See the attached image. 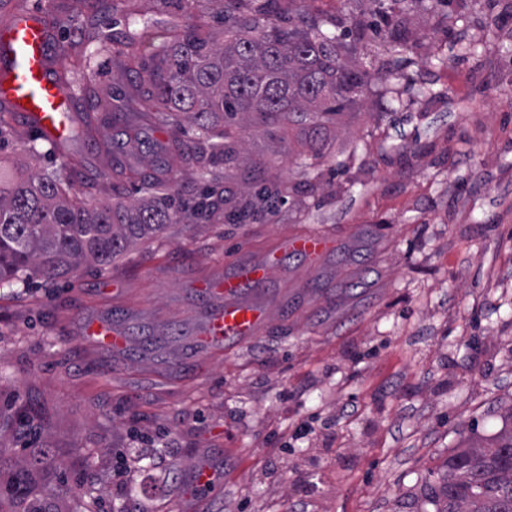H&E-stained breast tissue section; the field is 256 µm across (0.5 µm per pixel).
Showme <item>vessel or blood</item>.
I'll return each instance as SVG.
<instances>
[{"instance_id": "obj_1", "label": "vessel or blood", "mask_w": 512, "mask_h": 512, "mask_svg": "<svg viewBox=\"0 0 512 512\" xmlns=\"http://www.w3.org/2000/svg\"><path fill=\"white\" fill-rule=\"evenodd\" d=\"M0 103L24 120L36 133L63 142L70 134V87L61 78L60 50L53 32L39 13L21 14L0 29ZM331 247L330 238L308 232L291 238L290 252L319 259ZM280 263L277 252L263 259L244 260L223 277L204 282L206 292L224 304L210 316L197 343L207 349L224 341L245 343L261 335L268 322L264 306L240 301L245 285L264 284ZM93 342L115 349L128 343L125 333L95 320L85 328Z\"/></svg>"}]
</instances>
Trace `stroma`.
<instances>
[{"label":"stroma","mask_w":512,"mask_h":512,"mask_svg":"<svg viewBox=\"0 0 512 512\" xmlns=\"http://www.w3.org/2000/svg\"><path fill=\"white\" fill-rule=\"evenodd\" d=\"M60 47H83L74 83L119 85L109 34L140 50L168 40L215 0H112L104 18L65 22L69 0H27ZM381 8L406 40L366 31L352 61L388 70L370 97L326 126L320 159L306 128L241 133L292 192L267 224H172L109 267L0 288V512H189L195 463L216 467L202 512H429L428 486L468 435L512 409V0H306L320 17ZM84 175H118L92 197L140 202L136 144L121 126L74 147ZM306 181L316 194L296 192ZM335 245L310 264L284 254L264 302L267 331L195 348L220 305L202 282L289 238ZM102 316L147 336L113 352L87 343ZM30 414L19 434L14 420ZM310 432L294 438L297 424ZM47 459L14 495L16 469Z\"/></svg>","instance_id":"35a3bbf8"}]
</instances>
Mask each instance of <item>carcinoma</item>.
Segmentation results:
<instances>
[{
  "label": "carcinoma",
  "instance_id": "1",
  "mask_svg": "<svg viewBox=\"0 0 512 512\" xmlns=\"http://www.w3.org/2000/svg\"><path fill=\"white\" fill-rule=\"evenodd\" d=\"M218 0L223 9V39L202 16L188 15L172 40L157 46L151 63L140 60L138 44L128 35L117 43L124 76L132 92L112 97V118L134 114L125 126L127 140L143 145L146 168L159 163L155 144L143 140L147 129L168 128L169 148L190 159L201 175L239 160L237 131L245 117L265 126H308L310 148L318 155L325 125L374 93L386 94L383 78L345 58L349 43L372 28L401 45L399 24L387 14L347 21L307 13L305 0ZM338 33H331V29ZM188 122L197 139L176 132ZM36 161L48 139L17 133ZM222 141H213L214 137ZM60 170L0 177V286L23 279L52 281L73 274L84 263L112 265L128 243L163 232L184 219L210 223L254 224L270 220L287 202L288 185L268 178L254 165L242 177L251 201H238L237 190L214 177L187 200L175 176L141 177L148 202L128 204L114 196L93 205L73 191L95 184L82 178V164L62 153ZM428 503L434 512H512V409L501 429L488 438H469L453 449Z\"/></svg>",
  "mask_w": 512,
  "mask_h": 512
}]
</instances>
